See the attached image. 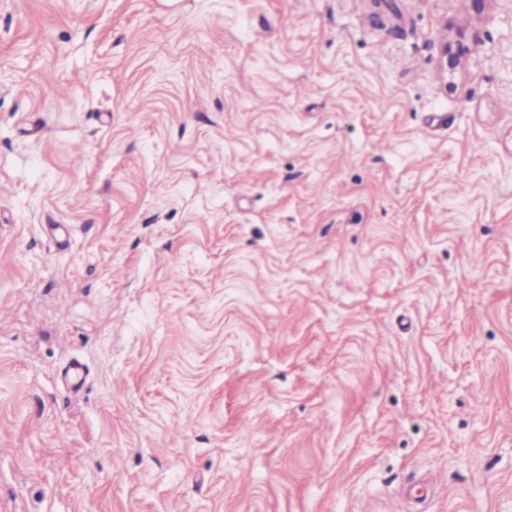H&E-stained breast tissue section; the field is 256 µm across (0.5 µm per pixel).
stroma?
I'll return each mask as SVG.
<instances>
[{
	"instance_id": "obj_1",
	"label": "stroma",
	"mask_w": 512,
	"mask_h": 512,
	"mask_svg": "<svg viewBox=\"0 0 512 512\" xmlns=\"http://www.w3.org/2000/svg\"><path fill=\"white\" fill-rule=\"evenodd\" d=\"M0 512H512V0H0Z\"/></svg>"
}]
</instances>
